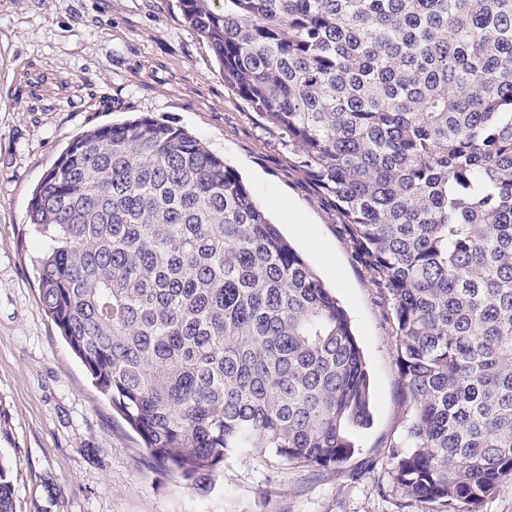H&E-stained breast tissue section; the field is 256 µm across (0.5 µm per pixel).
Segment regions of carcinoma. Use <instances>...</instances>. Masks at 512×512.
<instances>
[{
  "instance_id": "carcinoma-1",
  "label": "carcinoma",
  "mask_w": 512,
  "mask_h": 512,
  "mask_svg": "<svg viewBox=\"0 0 512 512\" xmlns=\"http://www.w3.org/2000/svg\"><path fill=\"white\" fill-rule=\"evenodd\" d=\"M224 84L336 201L393 303L394 480L479 512L512 476V0H179ZM39 300L148 454L343 467L370 377L333 291L195 135L139 115L34 187ZM14 489L0 466V512Z\"/></svg>"
}]
</instances>
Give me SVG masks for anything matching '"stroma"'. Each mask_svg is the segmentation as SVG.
<instances>
[{
    "label": "stroma",
    "mask_w": 512,
    "mask_h": 512,
    "mask_svg": "<svg viewBox=\"0 0 512 512\" xmlns=\"http://www.w3.org/2000/svg\"><path fill=\"white\" fill-rule=\"evenodd\" d=\"M143 113L223 156L347 310L372 421L343 468L238 456L210 494L188 488L149 457L45 315L31 192L80 132ZM408 404L392 302L335 201L225 86L178 0H0V461L14 512H439L393 479Z\"/></svg>",
    "instance_id": "obj_1"
}]
</instances>
